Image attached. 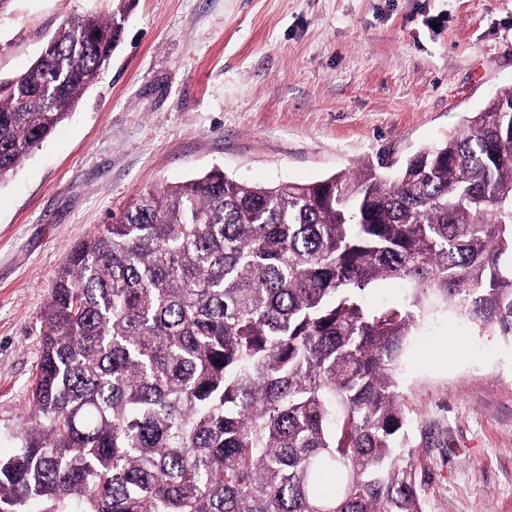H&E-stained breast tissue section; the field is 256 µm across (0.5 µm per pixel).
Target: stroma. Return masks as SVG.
<instances>
[{
	"mask_svg": "<svg viewBox=\"0 0 512 512\" xmlns=\"http://www.w3.org/2000/svg\"><path fill=\"white\" fill-rule=\"evenodd\" d=\"M113 0H11L0 79ZM512 87V0H127L122 39L0 183V458L31 408L41 317L75 244L146 188L214 169L311 183L395 172ZM424 512H512V339L435 300L396 366Z\"/></svg>",
	"mask_w": 512,
	"mask_h": 512,
	"instance_id": "1",
	"label": "stroma"
}]
</instances>
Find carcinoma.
I'll list each match as a JSON object with an SVG mask.
<instances>
[{
  "instance_id": "carcinoma-1",
  "label": "carcinoma",
  "mask_w": 512,
  "mask_h": 512,
  "mask_svg": "<svg viewBox=\"0 0 512 512\" xmlns=\"http://www.w3.org/2000/svg\"><path fill=\"white\" fill-rule=\"evenodd\" d=\"M121 37L72 18L0 81V181ZM511 101L390 177L214 170L112 214L55 278L0 512H423L395 366L424 299L512 338ZM388 280L410 304L366 307Z\"/></svg>"
}]
</instances>
